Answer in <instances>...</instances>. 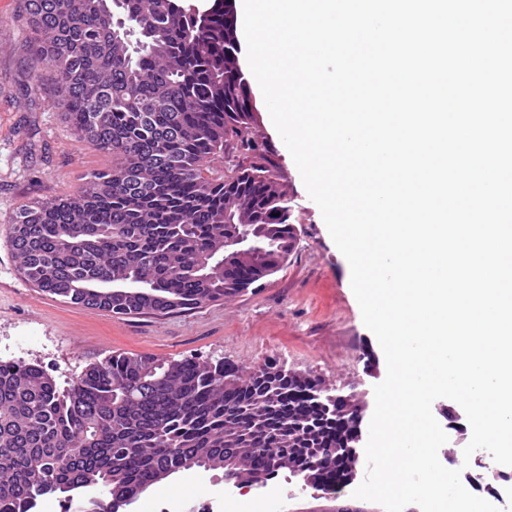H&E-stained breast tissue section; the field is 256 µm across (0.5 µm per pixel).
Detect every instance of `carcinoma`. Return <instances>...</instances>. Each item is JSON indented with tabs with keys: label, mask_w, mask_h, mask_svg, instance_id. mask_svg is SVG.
I'll return each instance as SVG.
<instances>
[{
	"label": "carcinoma",
	"mask_w": 512,
	"mask_h": 512,
	"mask_svg": "<svg viewBox=\"0 0 512 512\" xmlns=\"http://www.w3.org/2000/svg\"><path fill=\"white\" fill-rule=\"evenodd\" d=\"M27 43L83 142L112 154L81 193L12 220L21 275L118 318L174 314L274 274L296 245L292 199L252 138L235 0H22ZM234 151L227 171L205 164ZM274 363L115 353L60 389L37 364L0 363V512L48 494L157 484L182 469L249 475L290 455L323 470L359 409Z\"/></svg>",
	"instance_id": "obj_1"
}]
</instances>
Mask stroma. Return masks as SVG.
I'll return each instance as SVG.
<instances>
[{
    "instance_id": "stroma-1",
    "label": "stroma",
    "mask_w": 512,
    "mask_h": 512,
    "mask_svg": "<svg viewBox=\"0 0 512 512\" xmlns=\"http://www.w3.org/2000/svg\"><path fill=\"white\" fill-rule=\"evenodd\" d=\"M22 27L20 0H0V359L40 365L62 388L115 352L221 360L245 374L273 360L353 396L360 428L368 430L373 388L386 376L385 357L363 323L350 266L310 199L258 87L250 89L253 138L295 204L297 247L280 271L245 292L184 313L123 319L48 295L23 278L8 243L20 206L77 194L86 175L110 168L112 158L71 134L54 105L52 85L22 95L34 65ZM432 413L446 427L453 449L444 464L459 468L471 439L465 412L440 398ZM244 492L225 482L223 470L190 469L140 494L131 512H152L163 495L172 501L171 512H195L203 499L212 502L214 512H226L229 498ZM245 493L258 495L254 488ZM273 503L272 512H315L329 501L283 470Z\"/></svg>"
}]
</instances>
